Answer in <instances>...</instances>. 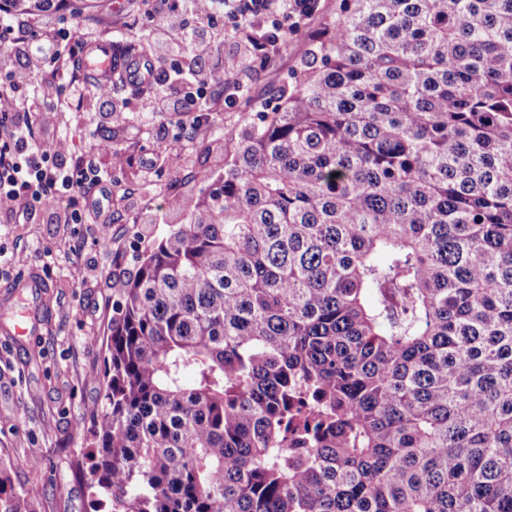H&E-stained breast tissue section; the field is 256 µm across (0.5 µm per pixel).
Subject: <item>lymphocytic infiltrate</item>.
Instances as JSON below:
<instances>
[{"label": "lymphocytic infiltrate", "instance_id": "1", "mask_svg": "<svg viewBox=\"0 0 512 512\" xmlns=\"http://www.w3.org/2000/svg\"><path fill=\"white\" fill-rule=\"evenodd\" d=\"M149 19L147 46L165 67L148 98L150 111L177 118L180 125L199 129L205 113L220 102L211 89L221 85L235 93L244 84L225 79L212 69H187L186 55L200 60L224 39L221 19L235 28L263 27L261 38L250 39L235 56L234 65L249 59L268 58L289 36L297 34L318 11V0H146ZM71 34L53 15L15 22L0 29V50L24 58L25 69L0 80V219L8 224L26 223L32 204H40L51 218L69 224L88 219L91 192L111 184L112 177L98 169L92 156L73 155L65 141H41L28 107L17 97L28 84V74L40 60H50L47 85L69 67Z\"/></svg>", "mask_w": 512, "mask_h": 512}]
</instances>
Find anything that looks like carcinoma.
Masks as SVG:
<instances>
[{"mask_svg": "<svg viewBox=\"0 0 512 512\" xmlns=\"http://www.w3.org/2000/svg\"><path fill=\"white\" fill-rule=\"evenodd\" d=\"M183 213L74 424L100 512H512V0H341Z\"/></svg>", "mask_w": 512, "mask_h": 512, "instance_id": "carcinoma-1", "label": "carcinoma"}]
</instances>
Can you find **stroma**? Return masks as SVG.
Returning <instances> with one entry per match:
<instances>
[{"instance_id": "35a3bbf8", "label": "stroma", "mask_w": 512, "mask_h": 512, "mask_svg": "<svg viewBox=\"0 0 512 512\" xmlns=\"http://www.w3.org/2000/svg\"><path fill=\"white\" fill-rule=\"evenodd\" d=\"M112 2L69 0L62 14L75 32L73 46H81L85 28L94 29L102 41L111 40L116 30L127 41L147 39L143 0H126L118 12ZM299 64L288 43L266 62L249 61L234 70L233 79L247 87V94L209 113L193 135L161 112L147 127L119 115L101 118L90 93L73 99L71 111L36 115L37 132L45 139L67 138L81 154L90 148L88 130L93 127L124 150L130 162L116 170L111 155H99V166L112 174V192L102 199L99 222L56 224L39 209L28 223L0 224V305L15 309L13 315L0 316V467L13 493L38 489L33 512H93L87 475L79 468L86 448L74 423L100 403L99 387L87 375L101 364L112 318L109 279L138 269L143 255L174 222L169 199L205 191L224 168L222 146L237 139L242 115L262 120L275 106L276 90L287 85ZM162 141L180 151L179 169L160 163L144 168V159L154 157ZM134 199L155 217L145 238L132 222L129 203ZM104 240L111 241L110 249L101 248ZM35 276L47 286L48 306L37 304L43 292L30 287ZM22 313L27 316L24 335L16 331Z\"/></svg>"}]
</instances>
